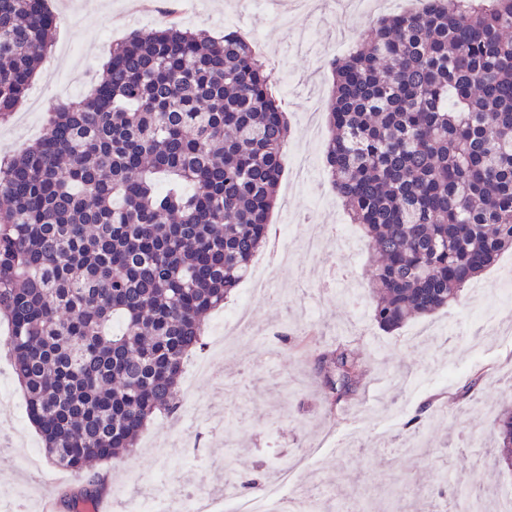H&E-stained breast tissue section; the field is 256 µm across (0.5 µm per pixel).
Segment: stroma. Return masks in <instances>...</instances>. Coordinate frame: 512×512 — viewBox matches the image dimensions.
I'll use <instances>...</instances> for the list:
<instances>
[{
    "label": "stroma",
    "mask_w": 512,
    "mask_h": 512,
    "mask_svg": "<svg viewBox=\"0 0 512 512\" xmlns=\"http://www.w3.org/2000/svg\"><path fill=\"white\" fill-rule=\"evenodd\" d=\"M263 0L254 12H242L240 0H203L194 8L185 0V29L218 38L224 19L237 13L240 28L257 36L261 52L274 74L288 73L295 94L283 97L291 116L286 156L309 153L318 165L308 187L281 178L271 224H288L293 235L309 225L344 224L347 211L322 169L324 141L306 133L309 109L325 112L332 95L327 59L347 55L336 45L339 29L349 42L380 15L397 12L405 0H371L367 8L336 12L332 0ZM56 26L51 58L36 72L26 101L12 119L0 123V156L18 153L43 133L44 119L60 100L61 85L72 81V94L87 92L105 73V49L132 31L162 28L165 15L143 23L130 0H47ZM345 266L356 280L357 296L348 298L337 286H326L327 272ZM369 252L353 255L328 247L318 259L297 253L270 285L266 297L253 301L256 310L250 335L232 352L211 354L212 379L193 378L196 395L236 426V439L225 446L219 429L203 415L180 409L177 416L155 413L137 448L117 460L93 462L89 471L99 478V491L112 500L114 512H129L137 502L163 491V476L174 488L197 484L223 489L220 470L224 456L236 460L239 482H247L260 464L288 462L300 450L320 446L312 465L298 471L303 486L328 488V512H463L466 491L485 494L486 512H495L500 494L512 490V472L465 449L471 432L491 433L502 407L512 405V342L498 332L512 327V304H502L499 285L512 279V251L484 272L460 303L417 318L400 329H381L368 312ZM343 342L367 361L361 389L349 397L340 419L327 415L320 387L313 378L321 349ZM481 375L477 399L460 398L459 388ZM420 416L428 443L427 455L414 458L401 448L412 432L408 421ZM192 433L193 442L174 448L177 429ZM351 436L358 450L350 456L323 447L328 429ZM12 456L0 463V486L21 484L28 495L24 512H41L49 485L64 476L47 458L30 462V447L38 435L30 421L18 431L0 436ZM447 480H439V472Z\"/></svg>",
    "instance_id": "stroma-1"
}]
</instances>
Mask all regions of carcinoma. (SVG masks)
Listing matches in <instances>:
<instances>
[{"mask_svg":"<svg viewBox=\"0 0 512 512\" xmlns=\"http://www.w3.org/2000/svg\"><path fill=\"white\" fill-rule=\"evenodd\" d=\"M55 27L46 0H0V122ZM324 164L372 262L371 313L396 330L460 300L512 250V0H425L331 62ZM108 79L59 104L0 164V319L47 459L85 478L157 411L179 409L202 316L266 245L284 168L274 77L236 31L171 23L109 50ZM330 409L361 385L338 344L315 368ZM495 464L512 468V407Z\"/></svg>","mask_w":512,"mask_h":512,"instance_id":"carcinoma-1","label":"carcinoma"}]
</instances>
